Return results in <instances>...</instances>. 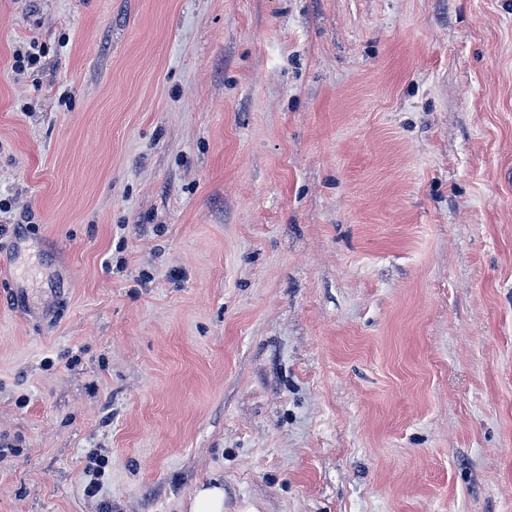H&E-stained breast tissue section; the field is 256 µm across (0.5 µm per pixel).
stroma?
<instances>
[{"instance_id":"1","label":"stroma","mask_w":512,"mask_h":512,"mask_svg":"<svg viewBox=\"0 0 512 512\" xmlns=\"http://www.w3.org/2000/svg\"><path fill=\"white\" fill-rule=\"evenodd\" d=\"M0 198V512H512V0H0ZM45 50L42 44L37 41L31 40L23 46H19L13 53L12 70L17 73H23L28 68L40 62ZM190 512H224V488L219 485H201L192 497Z\"/></svg>"}]
</instances>
